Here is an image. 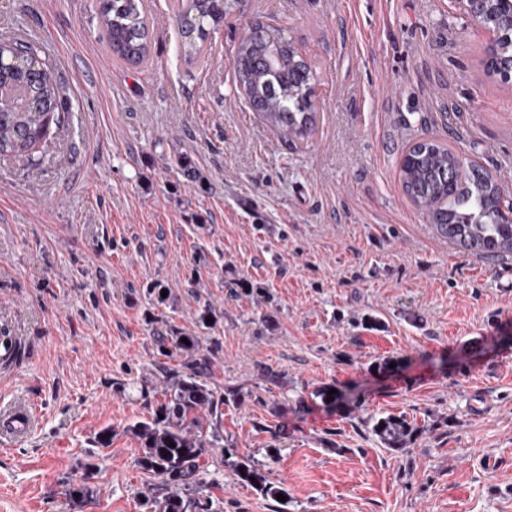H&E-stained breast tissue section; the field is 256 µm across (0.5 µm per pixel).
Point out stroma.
Here are the masks:
<instances>
[{"mask_svg":"<svg viewBox=\"0 0 512 512\" xmlns=\"http://www.w3.org/2000/svg\"><path fill=\"white\" fill-rule=\"evenodd\" d=\"M170 5L151 0L135 66L98 0H0V35L41 46L69 107L39 165L0 157V403L40 417L0 447V512H153L130 427L187 359L159 350L174 329L225 397L224 445L199 459L216 512H512V260L437 235L400 178L436 141L512 196V81L450 0H229L199 62ZM269 17L315 70L304 138L235 80L244 26ZM389 414L415 430L405 452L373 433ZM247 459L284 500L238 479Z\"/></svg>","mask_w":512,"mask_h":512,"instance_id":"1","label":"stroma"}]
</instances>
